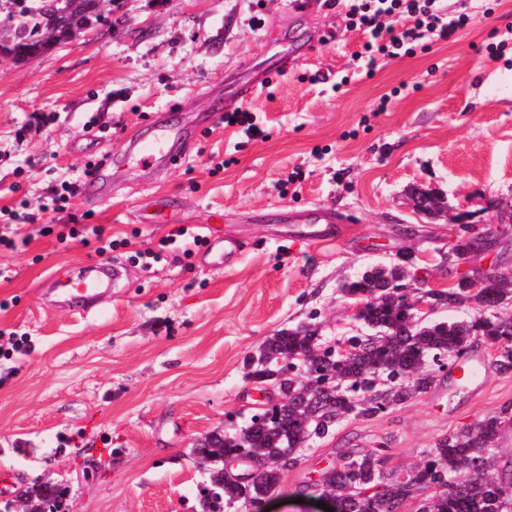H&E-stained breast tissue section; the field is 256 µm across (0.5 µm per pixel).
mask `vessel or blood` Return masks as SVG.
<instances>
[{
    "instance_id": "1",
    "label": "vessel or blood",
    "mask_w": 512,
    "mask_h": 512,
    "mask_svg": "<svg viewBox=\"0 0 512 512\" xmlns=\"http://www.w3.org/2000/svg\"><path fill=\"white\" fill-rule=\"evenodd\" d=\"M155 125L154 137L134 145L133 155L139 162L160 170L180 160L181 155L175 148L177 141H190L194 133L190 130H173L162 115L156 117ZM287 220L294 224L296 233L316 243H331L339 236L336 217L331 211L319 206L291 213ZM126 275L127 269L120 263L99 262L88 265L76 277L55 281V303L80 316L90 315L99 307L104 295L119 287Z\"/></svg>"
}]
</instances>
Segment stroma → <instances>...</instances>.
<instances>
[{
    "label": "stroma",
    "mask_w": 512,
    "mask_h": 512,
    "mask_svg": "<svg viewBox=\"0 0 512 512\" xmlns=\"http://www.w3.org/2000/svg\"><path fill=\"white\" fill-rule=\"evenodd\" d=\"M441 6L472 25L377 61L370 77L357 56L366 37L343 0L303 14L289 0H106L100 21L74 39L30 61L0 59V207H38L87 162L149 140L158 114L182 124L218 95L227 109L255 113L265 132L245 142L211 126L181 162L113 166L105 200L77 196L42 216L87 218L127 247L102 255L96 240L60 242L28 224L24 244L0 250V329L26 338L24 351L0 359L9 482L0 506L49 481L65 488L68 512H193L203 482L193 444L266 406L247 357L310 320L327 346L357 335V302L339 285L368 265L409 257L412 297L428 319L478 315L475 302L449 310L429 294L493 263L512 267V0ZM288 53L294 64L274 70ZM247 78L264 86L237 99ZM417 190L442 199L436 215L413 209ZM486 198L499 210L484 212ZM312 206L344 217L333 245L277 218ZM470 224L492 231L480 251L450 261ZM180 225L206 245L148 268L133 261ZM224 235L241 245L228 267L214 265L208 246ZM103 259L125 263L124 287L87 317L54 306L52 276ZM508 402L512 372L488 368L475 390L437 372L408 403L342 420L300 451L260 507L233 512H322L317 483L344 452L388 444L387 467L402 477L436 438Z\"/></svg>",
    "instance_id": "1"
}]
</instances>
